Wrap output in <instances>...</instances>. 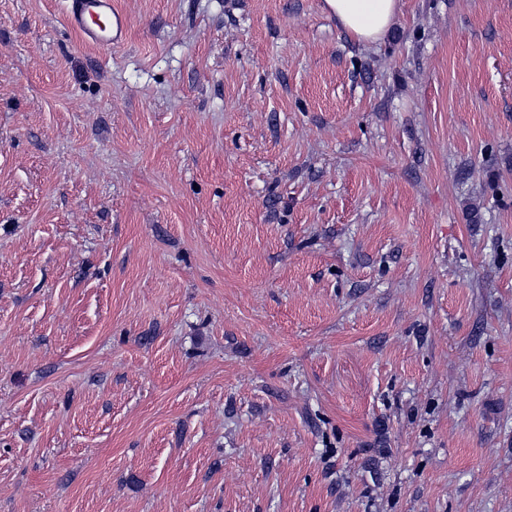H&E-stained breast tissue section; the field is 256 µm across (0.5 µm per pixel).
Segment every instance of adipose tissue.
Here are the masks:
<instances>
[{
  "mask_svg": "<svg viewBox=\"0 0 512 512\" xmlns=\"http://www.w3.org/2000/svg\"><path fill=\"white\" fill-rule=\"evenodd\" d=\"M338 26L362 43L384 38L400 10V0H325Z\"/></svg>",
  "mask_w": 512,
  "mask_h": 512,
  "instance_id": "obj_1",
  "label": "adipose tissue"
}]
</instances>
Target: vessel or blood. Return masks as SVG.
Here are the masks:
<instances>
[{"mask_svg":"<svg viewBox=\"0 0 512 512\" xmlns=\"http://www.w3.org/2000/svg\"><path fill=\"white\" fill-rule=\"evenodd\" d=\"M66 24L83 44L102 49L123 45L129 31L117 0H69Z\"/></svg>","mask_w":512,"mask_h":512,"instance_id":"1","label":"vessel or blood"}]
</instances>
